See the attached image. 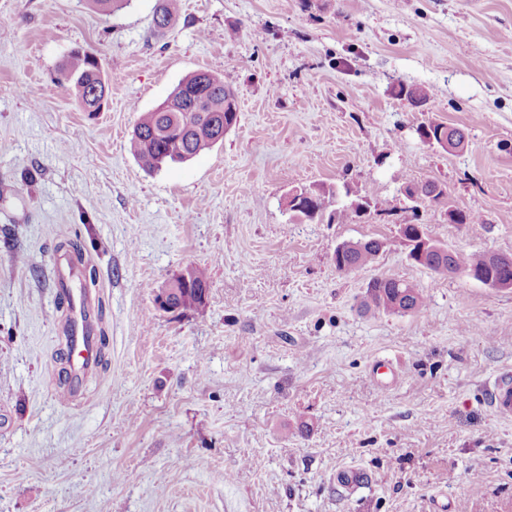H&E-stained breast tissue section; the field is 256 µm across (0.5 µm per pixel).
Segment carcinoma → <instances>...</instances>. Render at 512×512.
I'll return each mask as SVG.
<instances>
[{
	"instance_id": "1",
	"label": "carcinoma",
	"mask_w": 512,
	"mask_h": 512,
	"mask_svg": "<svg viewBox=\"0 0 512 512\" xmlns=\"http://www.w3.org/2000/svg\"><path fill=\"white\" fill-rule=\"evenodd\" d=\"M103 14L123 9L130 0H88ZM177 0H157L153 18L154 29L161 32L175 21ZM103 72L98 59L80 47L70 50L60 67L58 82L74 90L86 112H97L102 105ZM169 110L154 107L140 113L131 134V147L139 166L157 172L170 164L185 163L215 145L198 138L192 126H211L216 133L224 131V119L236 107L231 82L208 70L196 71L182 79L168 95ZM382 249L377 239L349 242L336 251V268L348 272L373 264ZM455 264L471 278L482 281L512 282V265H497L486 251L468 254L454 252ZM172 280L166 296L168 310L199 308L206 302L209 276L205 268L188 266ZM365 308L391 313H413L426 307L422 292L411 282L394 277H375L367 285Z\"/></svg>"
}]
</instances>
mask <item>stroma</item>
<instances>
[{
  "label": "stroma",
  "instance_id": "stroma-1",
  "mask_svg": "<svg viewBox=\"0 0 512 512\" xmlns=\"http://www.w3.org/2000/svg\"><path fill=\"white\" fill-rule=\"evenodd\" d=\"M155 3L0 0V512H512V419L488 401L512 288L437 275L400 234L512 255V0H180L162 32ZM78 46L108 85L93 116L57 80ZM198 70L230 78L236 125L144 171L138 112ZM430 122L464 146L424 142ZM426 181L447 204L406 197ZM303 187L369 207L300 221ZM370 238L376 263L338 272L337 246ZM58 253L84 261L101 338L68 404ZM190 265L205 305L159 310ZM376 276L426 309L364 310ZM349 466L367 480L342 486Z\"/></svg>",
  "mask_w": 512,
  "mask_h": 512
}]
</instances>
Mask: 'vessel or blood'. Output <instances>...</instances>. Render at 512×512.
<instances>
[{
	"instance_id": "1",
	"label": "vessel or blood",
	"mask_w": 512,
	"mask_h": 512,
	"mask_svg": "<svg viewBox=\"0 0 512 512\" xmlns=\"http://www.w3.org/2000/svg\"><path fill=\"white\" fill-rule=\"evenodd\" d=\"M55 271L59 294L68 310L65 330L70 366L68 384L59 392L58 398L61 402L68 403L80 394L84 377L96 364L99 339L89 318V297L79 286L82 269L77 259L69 255L57 256ZM490 403L498 416H512L511 371H501L496 377L490 392Z\"/></svg>"
}]
</instances>
